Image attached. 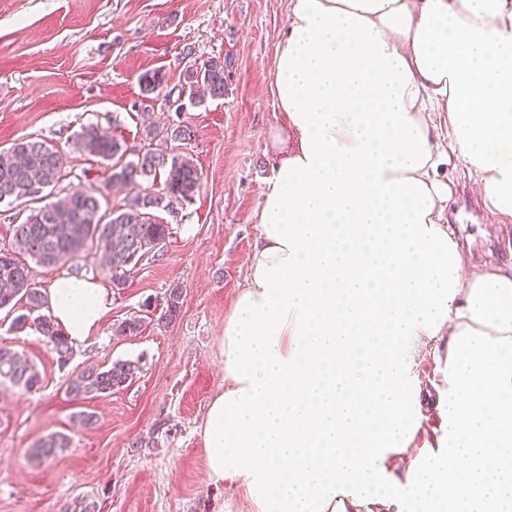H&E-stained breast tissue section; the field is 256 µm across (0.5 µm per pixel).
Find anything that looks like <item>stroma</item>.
I'll return each instance as SVG.
<instances>
[{
  "label": "stroma",
  "instance_id": "1",
  "mask_svg": "<svg viewBox=\"0 0 512 512\" xmlns=\"http://www.w3.org/2000/svg\"><path fill=\"white\" fill-rule=\"evenodd\" d=\"M288 0H0V148L32 138L65 158L61 192L104 188L107 167L75 145L96 126L146 150L147 123L183 122L191 141L173 146L193 158L199 192L158 218L168 239L143 256L96 334L68 363L34 328L11 330L0 311V340L38 369L33 391L0 383V512H60L84 497L95 512H218L232 501L248 512L243 488L223 489L206 475L200 426L224 386L220 339L229 306L243 288L258 236L256 211L276 160L270 133L285 119L273 94L275 52ZM203 62H226L223 98L171 109L166 92L143 93L141 73L162 70L175 86L185 48ZM445 216L470 267L512 261V224H501L449 170ZM182 290L179 318L162 324L168 288ZM141 317L136 336L115 323ZM138 363L136 378L112 394L72 400L66 386L83 367ZM92 414L84 426L78 413ZM69 436L46 464L29 461L36 442Z\"/></svg>",
  "mask_w": 512,
  "mask_h": 512
}]
</instances>
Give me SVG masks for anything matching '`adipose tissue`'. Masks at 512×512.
Segmentation results:
<instances>
[{
	"label": "adipose tissue",
	"instance_id": "1",
	"mask_svg": "<svg viewBox=\"0 0 512 512\" xmlns=\"http://www.w3.org/2000/svg\"><path fill=\"white\" fill-rule=\"evenodd\" d=\"M273 90L286 125L224 321L210 480L251 512H512V267L466 271L439 172L512 218V0H289ZM111 305L91 277L47 290L74 346ZM431 411L435 447L410 452Z\"/></svg>",
	"mask_w": 512,
	"mask_h": 512
}]
</instances>
